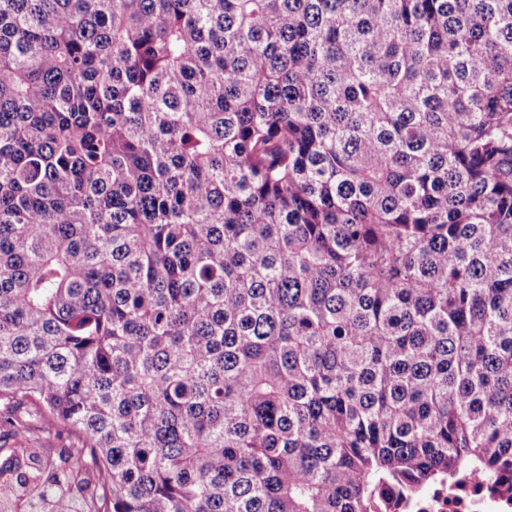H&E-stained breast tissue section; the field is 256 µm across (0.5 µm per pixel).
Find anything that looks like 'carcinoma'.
Listing matches in <instances>:
<instances>
[{"mask_svg":"<svg viewBox=\"0 0 512 512\" xmlns=\"http://www.w3.org/2000/svg\"><path fill=\"white\" fill-rule=\"evenodd\" d=\"M512 469V0H0V512H372Z\"/></svg>","mask_w":512,"mask_h":512,"instance_id":"cac0c4a2","label":"carcinoma"}]
</instances>
